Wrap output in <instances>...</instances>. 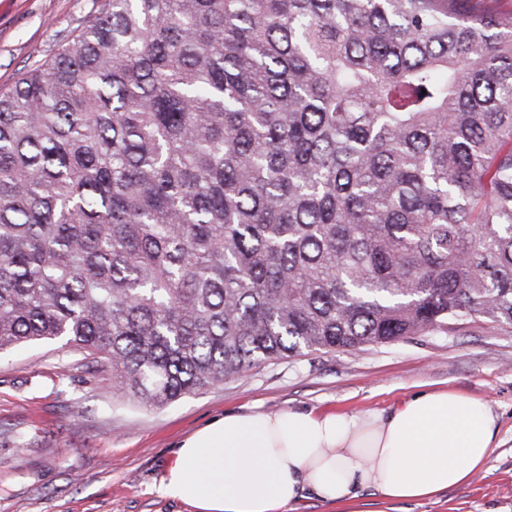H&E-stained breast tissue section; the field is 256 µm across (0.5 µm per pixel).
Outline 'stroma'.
<instances>
[{
    "mask_svg": "<svg viewBox=\"0 0 512 512\" xmlns=\"http://www.w3.org/2000/svg\"><path fill=\"white\" fill-rule=\"evenodd\" d=\"M97 0H0V90L82 27ZM452 388L488 401L496 446L470 482L419 504L360 512H512V331L463 322L353 352L270 361L150 409L116 398L112 374L83 354L39 343L0 352V512H192L158 492L181 439L252 409L389 410L413 392Z\"/></svg>",
    "mask_w": 512,
    "mask_h": 512,
    "instance_id": "obj_1",
    "label": "stroma"
}]
</instances>
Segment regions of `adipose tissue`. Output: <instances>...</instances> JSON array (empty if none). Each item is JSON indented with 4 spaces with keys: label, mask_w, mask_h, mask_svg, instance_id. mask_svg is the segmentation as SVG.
<instances>
[{
    "label": "adipose tissue",
    "mask_w": 512,
    "mask_h": 512,
    "mask_svg": "<svg viewBox=\"0 0 512 512\" xmlns=\"http://www.w3.org/2000/svg\"><path fill=\"white\" fill-rule=\"evenodd\" d=\"M496 433L488 402L451 390L414 394L386 415H227L180 443L159 492L194 512H293L308 494L351 506L363 490L420 502L469 483Z\"/></svg>",
    "instance_id": "ef3b65f1"
}]
</instances>
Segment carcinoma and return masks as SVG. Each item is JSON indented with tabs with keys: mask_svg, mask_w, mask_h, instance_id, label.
<instances>
[{
	"mask_svg": "<svg viewBox=\"0 0 512 512\" xmlns=\"http://www.w3.org/2000/svg\"><path fill=\"white\" fill-rule=\"evenodd\" d=\"M476 319L512 329V9L103 0L0 92V352L163 408Z\"/></svg>",
	"mask_w": 512,
	"mask_h": 512,
	"instance_id": "obj_1",
	"label": "carcinoma"
}]
</instances>
